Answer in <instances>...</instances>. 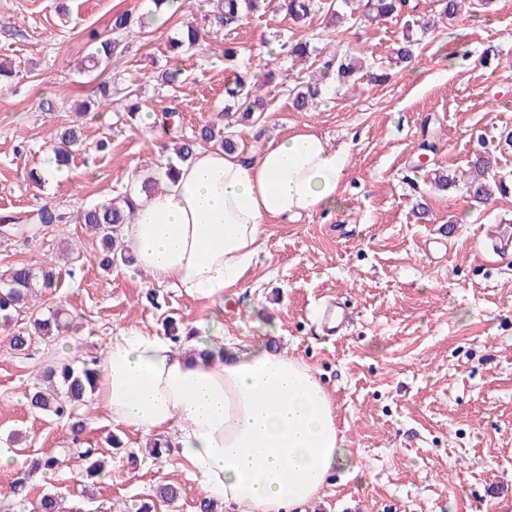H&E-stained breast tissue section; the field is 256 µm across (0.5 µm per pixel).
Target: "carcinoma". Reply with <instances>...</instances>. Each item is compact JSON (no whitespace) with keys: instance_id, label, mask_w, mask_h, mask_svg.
I'll return each mask as SVG.
<instances>
[{"instance_id":"carcinoma-1","label":"carcinoma","mask_w":512,"mask_h":512,"mask_svg":"<svg viewBox=\"0 0 512 512\" xmlns=\"http://www.w3.org/2000/svg\"><path fill=\"white\" fill-rule=\"evenodd\" d=\"M255 0H222L223 9L218 18L220 22L231 27L239 24L246 12L253 9ZM316 0H281V7L286 15L296 23L306 21L318 6ZM330 16H336L335 3L331 0L320 4ZM407 0H367L365 4L366 17L369 19L389 18L396 13L404 12ZM123 48L117 38H100L95 41L90 52L86 56L84 70L94 72L100 68H108L116 64L122 56ZM227 68L231 70V76L224 84V97L245 105L244 112L251 113L258 108H263L262 99L252 97V89L245 88L242 75L237 72V62L234 55L225 54ZM322 67L331 71L337 70V74L343 78H351L361 66L355 59L346 62H337L332 56L324 60ZM319 96V89L309 85L298 92L294 99L297 110L305 111L312 107ZM170 116L162 118L165 134L170 136L173 143L174 156L166 158L163 163V175H173L178 166L189 162L197 149L200 141L213 142L221 149L232 151L233 140L224 135L217 127L207 123L201 126L198 136L193 140L181 137L179 129L169 124ZM81 145V138L75 126L70 125L60 128L53 137L51 150L57 157V162L67 166L73 158L75 149ZM486 160L479 158L474 164L473 178L467 182V190L476 199L488 200L492 197V189L481 176L484 175ZM132 190H127L118 199L104 204L94 205L81 213L80 219L87 229L93 232L99 239L102 251L98 255L99 264L105 268L112 267L118 262H128L130 257L125 249L114 248L118 238L122 235L123 226L132 223L134 219L135 204L131 198ZM64 216L59 210L45 206L39 209L31 218V223L42 227L50 224H60ZM52 290L58 288V272L54 260L48 259L33 268L29 264L15 265L0 273V322L9 325L19 315L27 314L29 325L22 331H17L11 336L9 345L15 351H22L31 335L57 338L70 331L71 322L61 318V314L52 313L48 316L32 311L30 300L37 294V289ZM43 381L51 383V388L42 389L35 387L30 398L31 407L37 411L53 414L57 417H65L72 421L74 440H79L85 430L82 419V409L87 406L97 387L95 366L84 365L76 368L68 364L57 367L49 366L44 371ZM68 453V449L60 448L52 454L31 461L25 469L16 473V478L11 485V492L20 494L26 487V474L37 470H52L62 464ZM85 469L83 479H101L108 473L107 461L102 458L101 452L95 448H89L84 453ZM38 512H69L66 501L57 495H44L36 504Z\"/></svg>"}]
</instances>
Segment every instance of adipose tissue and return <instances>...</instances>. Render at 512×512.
<instances>
[{"label": "adipose tissue", "instance_id": "ef3b65f1", "mask_svg": "<svg viewBox=\"0 0 512 512\" xmlns=\"http://www.w3.org/2000/svg\"><path fill=\"white\" fill-rule=\"evenodd\" d=\"M344 168V155L309 132L255 157L200 150L124 227L138 276L204 303L211 318L179 350L147 331L113 337L96 397L117 424L174 431L206 497L229 512H292L332 470L361 472L313 370L266 344L225 349L222 322L225 295L263 260L266 219L336 209Z\"/></svg>", "mask_w": 512, "mask_h": 512}]
</instances>
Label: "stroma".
I'll list each match as a JSON object with an SVG mask.
<instances>
[{
  "label": "stroma",
  "instance_id": "obj_1",
  "mask_svg": "<svg viewBox=\"0 0 512 512\" xmlns=\"http://www.w3.org/2000/svg\"><path fill=\"white\" fill-rule=\"evenodd\" d=\"M363 4L338 0L347 19L332 27L325 12L297 24L280 0H261L227 29L214 22L216 0L159 13L152 0H0V61L11 69L0 75V217L46 205L65 215L29 240L0 236V271L54 257L63 285L36 305L67 309L79 323L54 341L32 337L20 352L8 347L11 328L0 330V491L23 463L70 451L60 468L29 476L26 499L10 498L0 512H31L46 493L64 497L74 512H132L141 503L152 512H198L203 491L192 468L172 453L147 455L146 437L115 424L99 403L77 440L67 419L28 403L43 367L82 366L131 328L164 334L167 315L184 326L208 314L130 266L102 268L98 240L77 219L156 170L168 139L155 122L166 113L188 138L208 121L228 125L240 154L310 131L345 156L341 206L297 222L268 220L266 261L224 303L229 342L274 345L319 376L346 448L367 465L361 480L333 472L305 512H512V252L489 261L478 238L481 225L512 224V0L439 21L418 34L409 63L396 61V44L408 24L437 12V0H410L404 14L373 24L356 21ZM122 12L145 28L125 38L121 62L104 77L116 92L135 90L148 118L126 122L120 100L77 117L95 84L79 69L88 34H110ZM189 22L205 31L201 47L173 49ZM299 39L309 43L303 62L289 53ZM228 47L263 82L262 116L225 108ZM326 52L359 55L388 79H327L317 104L296 111L297 87L319 76ZM175 67L179 83L160 85L158 73ZM46 99L53 110L40 109ZM74 123L82 147L69 168L35 184L29 173L48 162L52 133ZM101 140L109 143L102 153ZM479 156L489 157L488 177L505 183L506 194L490 201L469 194ZM439 175L448 177L447 189L436 186ZM74 240L83 244L77 260L65 251ZM330 296L352 314L333 339L322 336L317 315ZM111 433L121 447H107ZM88 446L111 459L86 496L78 478ZM162 484L179 487V498L157 500Z\"/></svg>",
  "mask_w": 512,
  "mask_h": 512
}]
</instances>
